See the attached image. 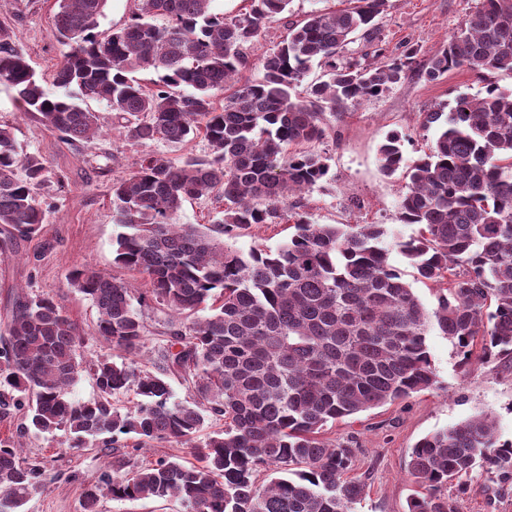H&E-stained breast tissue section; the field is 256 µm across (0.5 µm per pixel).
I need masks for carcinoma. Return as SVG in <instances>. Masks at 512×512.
<instances>
[{
	"instance_id": "1",
	"label": "carcinoma",
	"mask_w": 512,
	"mask_h": 512,
	"mask_svg": "<svg viewBox=\"0 0 512 512\" xmlns=\"http://www.w3.org/2000/svg\"><path fill=\"white\" fill-rule=\"evenodd\" d=\"M129 20L98 31L106 0H58L53 26L68 47L48 87L8 34L0 35V80L26 114L72 143L92 148L102 129L89 100L122 120L128 140L180 147L201 135L211 156L176 165L146 151L112 186L116 264L144 276L139 295L122 280L74 268L68 285L97 307L96 333L124 352L92 363L98 397L80 402L68 390L83 371L78 324L55 296L18 294L0 342V419L22 412L26 428L64 430L70 447L132 441V450L176 441L199 447L196 462L158 459L103 471L86 485L83 512L101 499L175 497L185 512H354L364 483L349 477L355 450L330 443L328 424L432 389L436 374L426 336L436 331L467 363L476 344L484 357L512 354V90L493 84L473 99L457 95L448 111L420 113L437 127L428 151L407 167L400 221L418 226L387 244L383 224H312L297 194L328 174L313 144L327 135L324 112L377 97L398 83L414 55L361 66L342 59L352 37L371 38L388 0H349L291 23L288 37L258 60L250 81L248 50L292 0H247L226 18L213 0H133ZM157 16L170 19L158 28ZM327 79L308 84L313 68ZM467 68L484 76L512 71V0H478L448 44L429 58L430 82ZM152 69L148 86L133 76ZM235 86L216 102L230 80ZM303 90H298V87ZM391 177L403 166L402 137L380 145ZM43 158L20 148L0 124V251L40 234L38 190ZM217 193L224 202L209 225L179 223L183 201ZM293 220L276 250L248 254L229 244L254 225ZM414 278L435 286L428 311L392 249ZM154 301L177 315H209L168 330L156 369L135 357L146 326L133 306ZM193 378L199 402L173 400L167 375ZM134 391L125 412L112 398ZM224 420L201 445L205 418ZM279 476L266 484L259 475ZM485 470L503 492L512 482V440L477 414L421 438L409 473L420 488L408 512H454L448 481L465 485ZM48 481L44 468L0 439V512H22Z\"/></svg>"
}]
</instances>
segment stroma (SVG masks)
I'll use <instances>...</instances> for the list:
<instances>
[{"instance_id": "stroma-1", "label": "stroma", "mask_w": 512, "mask_h": 512, "mask_svg": "<svg viewBox=\"0 0 512 512\" xmlns=\"http://www.w3.org/2000/svg\"><path fill=\"white\" fill-rule=\"evenodd\" d=\"M476 3L388 0L373 38L359 37L348 44L345 58L363 65L409 50L415 53V64L380 96L346 107L340 115L326 113L328 134L316 149L326 157L329 172L300 196L311 223L383 224L407 236L414 233V226L402 225L399 219L405 178L400 173L390 178L382 174L380 145L389 134L399 133L404 139L405 161L413 163L436 137L435 130L420 126L419 113L447 107L459 94L484 96L490 83L512 90L511 71L481 78L461 68L437 82L421 74L427 59L444 48ZM346 5V0H292L288 13L268 24L252 46L251 58H259L285 39L289 22L313 11L339 10ZM57 9V0H0V28L7 31L37 76L48 82L65 52L53 28ZM87 107L97 113L103 133L92 149L81 152L32 115L20 112L10 88L0 82V122L13 124L23 151L40 155L48 170L38 196L45 212L41 237L20 242L15 252H0V324L15 292L52 293L83 330L81 358L89 364L112 356L113 349L95 333L94 303L68 286L69 271L76 267L95 270L138 290L145 281L115 263L113 240L118 228L112 222V186L131 170L142 148L125 138L105 103L91 101ZM139 313L148 329L141 356L151 366L167 344L173 315L154 302L140 306ZM426 345L437 377L433 389L360 413L324 433L325 438L355 450L352 475L364 483L366 492L355 512H407L416 490L408 469L410 453L429 433L483 412L495 420L500 440H512V355L486 359L477 352L464 365L446 336L430 333ZM19 428V420L0 421V439L20 440L24 453L41 461L49 474L47 485L27 503L26 512H82L88 482L125 457L134 465L160 458H195L193 449L176 442H156L128 457L120 450L103 451L98 441L69 448L68 436L61 430L23 435ZM448 500L455 512H512V489L493 495L490 479L480 471L471 475L465 489L449 484Z\"/></svg>"}]
</instances>
